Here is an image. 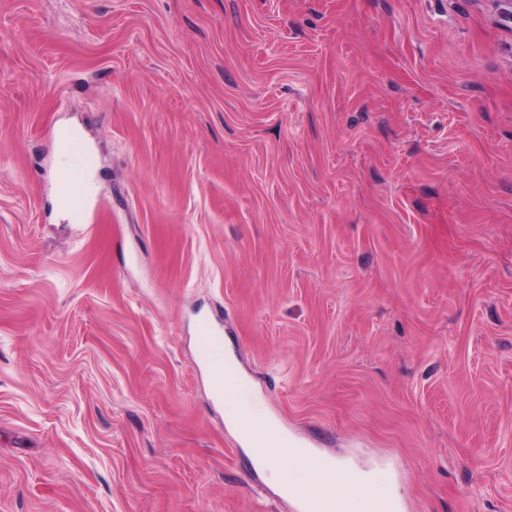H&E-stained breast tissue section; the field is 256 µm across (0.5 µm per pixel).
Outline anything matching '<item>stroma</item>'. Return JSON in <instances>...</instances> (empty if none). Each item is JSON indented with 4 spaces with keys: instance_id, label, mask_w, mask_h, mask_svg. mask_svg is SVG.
I'll return each mask as SVG.
<instances>
[{
    "instance_id": "1",
    "label": "stroma",
    "mask_w": 512,
    "mask_h": 512,
    "mask_svg": "<svg viewBox=\"0 0 512 512\" xmlns=\"http://www.w3.org/2000/svg\"><path fill=\"white\" fill-rule=\"evenodd\" d=\"M243 405L396 512H512L506 0H0V512H296ZM71 168L73 170V180L71 181L70 204L75 210L83 208L85 203V194L82 184L84 173L91 167L92 159L80 145L71 144L69 146ZM197 332L201 339L199 359L207 368L218 374L212 386L215 400L223 402L224 392L243 391L245 385L236 370L224 365V334L209 318L201 320Z\"/></svg>"
}]
</instances>
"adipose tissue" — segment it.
Wrapping results in <instances>:
<instances>
[{
    "instance_id": "1",
    "label": "adipose tissue",
    "mask_w": 512,
    "mask_h": 512,
    "mask_svg": "<svg viewBox=\"0 0 512 512\" xmlns=\"http://www.w3.org/2000/svg\"><path fill=\"white\" fill-rule=\"evenodd\" d=\"M234 423L246 426L243 441L250 448L253 458L271 471L279 487H286L288 476L281 465L293 460L294 455L291 448L274 434L271 421L261 419L251 410L242 408L236 412ZM340 483L347 485L346 493H337L336 486ZM308 493L319 500L321 505L327 506L330 512H375L379 501L364 480L332 470L315 472Z\"/></svg>"
}]
</instances>
